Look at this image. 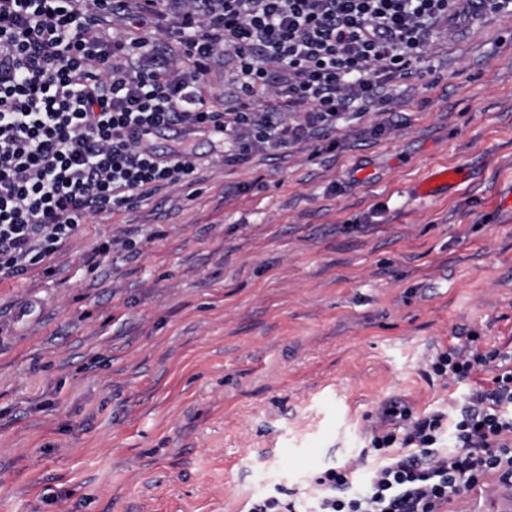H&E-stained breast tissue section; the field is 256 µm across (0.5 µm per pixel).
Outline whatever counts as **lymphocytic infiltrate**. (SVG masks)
Masks as SVG:
<instances>
[{
  "label": "lymphocytic infiltrate",
  "instance_id": "lymphocytic-infiltrate-1",
  "mask_svg": "<svg viewBox=\"0 0 512 512\" xmlns=\"http://www.w3.org/2000/svg\"><path fill=\"white\" fill-rule=\"evenodd\" d=\"M487 12L512 16V0H0V281L47 264L89 216L188 183L200 158L158 156L139 129L212 126L225 164L245 163L383 104L434 36ZM164 21L179 59L154 40ZM219 58L239 90L221 110L206 100ZM489 365L490 387L456 417L384 402L369 428L378 465L362 484L356 462L320 472L311 512H442L512 480V353L474 335L428 368L445 383Z\"/></svg>",
  "mask_w": 512,
  "mask_h": 512
}]
</instances>
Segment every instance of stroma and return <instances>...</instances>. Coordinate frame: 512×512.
<instances>
[{
	"mask_svg": "<svg viewBox=\"0 0 512 512\" xmlns=\"http://www.w3.org/2000/svg\"><path fill=\"white\" fill-rule=\"evenodd\" d=\"M383 95L333 152L233 166L195 134L191 185L0 283V512L302 504L367 451L382 402L463 399L426 375L437 353L473 331L512 352V17L434 40ZM449 166L463 184L417 194Z\"/></svg>",
	"mask_w": 512,
	"mask_h": 512,
	"instance_id": "obj_1",
	"label": "stroma"
}]
</instances>
